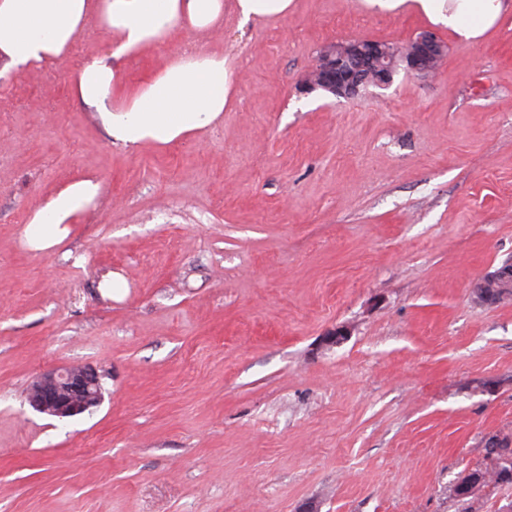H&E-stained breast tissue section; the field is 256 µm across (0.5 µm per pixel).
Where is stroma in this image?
Segmentation results:
<instances>
[{"label": "stroma", "instance_id": "1", "mask_svg": "<svg viewBox=\"0 0 512 512\" xmlns=\"http://www.w3.org/2000/svg\"><path fill=\"white\" fill-rule=\"evenodd\" d=\"M428 31L432 76L300 88L328 44ZM109 42L92 19L63 61L0 74V512H512V485L452 492L512 434V300L472 293L512 257V29L462 43L361 0L228 10L125 64L134 87L190 47L234 83L218 122L134 152L71 91ZM89 173L101 196L29 248ZM66 365L96 367L103 401L33 411L31 381ZM232 9L240 25L288 16L295 8V0H233ZM100 187V180L95 175H88L59 190L36 211L25 227L27 243L39 250L59 244L70 233L68 220L95 201Z\"/></svg>", "mask_w": 512, "mask_h": 512}]
</instances>
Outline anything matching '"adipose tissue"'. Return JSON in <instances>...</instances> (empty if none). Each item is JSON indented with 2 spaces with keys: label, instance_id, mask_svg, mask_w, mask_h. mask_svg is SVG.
I'll return each mask as SVG.
<instances>
[{
  "label": "adipose tissue",
  "instance_id": "adipose-tissue-1",
  "mask_svg": "<svg viewBox=\"0 0 512 512\" xmlns=\"http://www.w3.org/2000/svg\"><path fill=\"white\" fill-rule=\"evenodd\" d=\"M381 12L412 11L447 28L460 42L480 41L512 17V0H363ZM232 7L240 24L288 16L295 0H0V63L11 69L61 60L90 17L111 38L106 54L83 63L73 94L95 109L113 143L168 145L213 125L232 101L223 56L185 51L135 88L121 82L122 63L176 32H201ZM100 180L85 176L59 190L24 229L27 243L47 250L70 233L69 220L97 198Z\"/></svg>",
  "mask_w": 512,
  "mask_h": 512
}]
</instances>
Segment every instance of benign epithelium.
I'll return each instance as SVG.
<instances>
[{
  "instance_id": "7a95c632",
  "label": "benign epithelium",
  "mask_w": 512,
  "mask_h": 512,
  "mask_svg": "<svg viewBox=\"0 0 512 512\" xmlns=\"http://www.w3.org/2000/svg\"><path fill=\"white\" fill-rule=\"evenodd\" d=\"M443 53L442 43L431 33H421L393 51L382 42L367 39L352 40L347 46L336 43L320 52L305 86L309 91L320 88L339 98L353 99L371 83L382 89L389 87L397 61L408 74L432 75ZM490 283L498 284L503 293L512 289L511 258L474 284V293L483 305H497L502 300L486 289ZM102 398L100 375L90 365L40 373L27 393L28 404L34 411L59 419L80 415L100 404Z\"/></svg>"
}]
</instances>
